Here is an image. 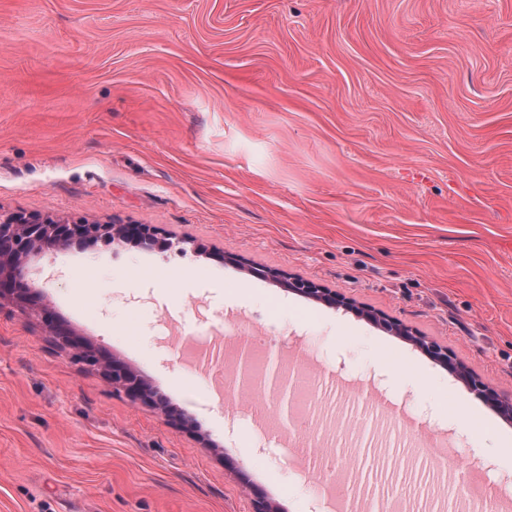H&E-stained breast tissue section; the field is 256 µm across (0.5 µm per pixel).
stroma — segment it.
<instances>
[{"label": "stroma", "instance_id": "obj_1", "mask_svg": "<svg viewBox=\"0 0 512 512\" xmlns=\"http://www.w3.org/2000/svg\"><path fill=\"white\" fill-rule=\"evenodd\" d=\"M0 211L147 224L182 251L77 246L31 278L183 421L131 402L0 307V512H329L358 441L368 512H500L512 423L365 319L221 262L280 271L448 347L512 399V0H0ZM244 316L312 364L292 426L233 361ZM470 399L463 423L454 397ZM453 441L439 465L432 435Z\"/></svg>", "mask_w": 512, "mask_h": 512}]
</instances>
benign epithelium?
<instances>
[{"label":"benign epithelium","mask_w":512,"mask_h":512,"mask_svg":"<svg viewBox=\"0 0 512 512\" xmlns=\"http://www.w3.org/2000/svg\"><path fill=\"white\" fill-rule=\"evenodd\" d=\"M133 239L142 247H152L160 251L173 248L184 252L179 243L169 238H160L159 232L148 226L135 224H109L82 222H60L38 216L0 212V306L8 303L22 312L35 315L45 324L56 342L70 350L72 356L84 367L98 371L113 388L123 391L132 401H152L153 390L147 382L116 356H103L100 349L78 337L45 301L41 289L30 279V264L33 259L49 252L66 250L83 241L98 240L104 243L121 245ZM247 272L273 281L311 300L331 307H343L364 317L368 322L394 336L410 342L417 349L447 367L467 388L486 398L500 413L512 416V401L500 400L496 393L478 382L465 367L440 344L413 333L407 326L380 312H371L354 305L351 301L336 296L326 288L311 281L286 278L278 272L250 267ZM253 496L254 512H277L267 497L244 480Z\"/></svg>","instance_id":"benign-epithelium-1"}]
</instances>
